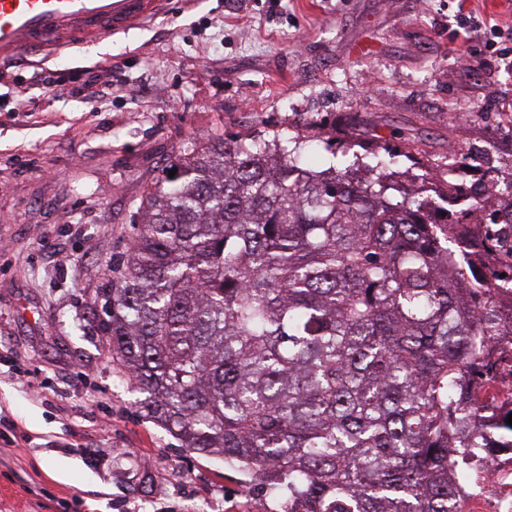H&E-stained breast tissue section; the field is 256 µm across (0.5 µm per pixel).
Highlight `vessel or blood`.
<instances>
[{"label":"vessel or blood","mask_w":512,"mask_h":512,"mask_svg":"<svg viewBox=\"0 0 512 512\" xmlns=\"http://www.w3.org/2000/svg\"><path fill=\"white\" fill-rule=\"evenodd\" d=\"M163 0H0V59L129 30Z\"/></svg>","instance_id":"b4317fda"}]
</instances>
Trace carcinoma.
<instances>
[{"label":"carcinoma","instance_id":"obj_1","mask_svg":"<svg viewBox=\"0 0 512 512\" xmlns=\"http://www.w3.org/2000/svg\"><path fill=\"white\" fill-rule=\"evenodd\" d=\"M292 142L216 132L147 188L96 293L111 362L282 512H449L484 445L466 373L499 320L472 297L512 288L454 226L512 214V172L450 219L427 171Z\"/></svg>","mask_w":512,"mask_h":512}]
</instances>
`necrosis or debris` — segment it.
<instances>
[{
	"label": "necrosis or debris",
	"instance_id": "4bbe7bcc",
	"mask_svg": "<svg viewBox=\"0 0 512 512\" xmlns=\"http://www.w3.org/2000/svg\"><path fill=\"white\" fill-rule=\"evenodd\" d=\"M497 300L502 316L485 353L490 371L469 383L472 400L483 406L493 429L474 486L455 500L453 512H512V291L498 289Z\"/></svg>",
	"mask_w": 512,
	"mask_h": 512
}]
</instances>
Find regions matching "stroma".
Segmentation results:
<instances>
[{"label":"stroma","mask_w":512,"mask_h":512,"mask_svg":"<svg viewBox=\"0 0 512 512\" xmlns=\"http://www.w3.org/2000/svg\"><path fill=\"white\" fill-rule=\"evenodd\" d=\"M462 11L484 30L464 32ZM494 24L512 26V0H165L127 32L0 60V436L18 439L0 512H276L138 407L93 318L103 270L145 185L218 129L356 138L417 173L475 155L468 179L488 191L512 168Z\"/></svg>","instance_id":"1"}]
</instances>
